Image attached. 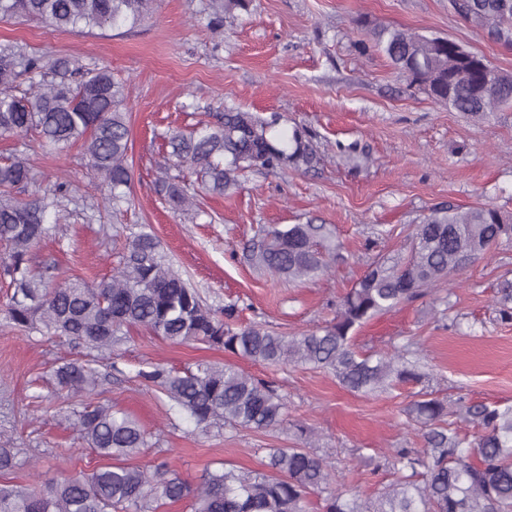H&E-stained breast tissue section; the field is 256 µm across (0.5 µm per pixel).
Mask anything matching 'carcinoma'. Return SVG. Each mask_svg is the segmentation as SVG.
Masks as SVG:
<instances>
[{
	"label": "carcinoma",
	"instance_id": "cac0c4a2",
	"mask_svg": "<svg viewBox=\"0 0 512 512\" xmlns=\"http://www.w3.org/2000/svg\"><path fill=\"white\" fill-rule=\"evenodd\" d=\"M246 0H209L211 23L224 24V12ZM456 10L512 43V0H453ZM153 0H0V18L25 17L57 29L119 28L141 23ZM374 47L406 74L410 83L450 111L482 116L512 104V75L460 62L441 37L401 27L371 31ZM42 59L18 44L0 45V136L37 132L50 151L82 143L88 165L108 193L103 206L118 207L130 190V115L121 83L106 69L88 70L73 58L50 66L51 79L30 93H14L21 74H38ZM280 121L272 113L226 106L213 124L167 136V162L197 168L208 191L224 194L238 187L247 171L311 168L315 150L298 133L288 141L270 132ZM161 191L179 207L192 205L168 175ZM69 196L68 181L43 184L22 153L0 163V243L9 247L0 271L14 292L3 309L6 323L61 336L90 350L120 344L128 328L141 326L173 343L198 341L270 366L313 365L332 372L350 391L383 392L423 377L416 351L407 345L390 356L360 355L352 332L378 314L391 311L421 289L464 268L481 254L512 239V224L493 207L434 208L409 234L406 256L368 269L343 299L336 319L300 336H279L258 325L236 326L235 309L218 311L176 271L147 232L131 236L117 272L95 285L71 279L48 288L30 267L29 253L52 235L49 213ZM323 224L262 227L249 247L256 267L290 281L312 278L336 258ZM501 319L512 320V282L500 288ZM57 386L91 395L101 383L95 369L69 362L54 374ZM139 377L164 393L178 412L197 426L265 431L285 420L286 402L262 379L233 365L199 363L185 375L160 367ZM480 429L473 440L447 421L448 403L437 398L413 403L410 414L425 427L426 448L395 451L402 476L376 498L362 501L331 492L326 512H512V406L466 407ZM71 416L82 437L112 464L89 473L60 475L48 482L0 484V512H155L160 499L190 501L191 512H306L309 495L329 489L323 461L298 448H271L265 470H207L195 485L165 465L147 469L126 460L148 447L147 433L130 415L110 404L81 401ZM20 452L0 446V474L17 467Z\"/></svg>",
	"mask_w": 512,
	"mask_h": 512
}]
</instances>
